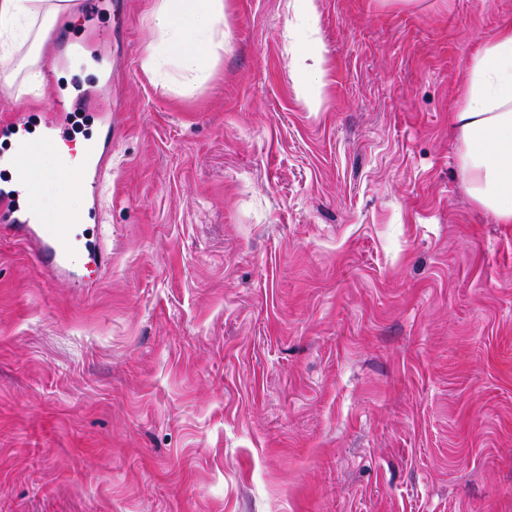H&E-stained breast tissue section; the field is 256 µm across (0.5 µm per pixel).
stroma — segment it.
<instances>
[{
  "label": "stroma",
  "instance_id": "stroma-1",
  "mask_svg": "<svg viewBox=\"0 0 512 512\" xmlns=\"http://www.w3.org/2000/svg\"><path fill=\"white\" fill-rule=\"evenodd\" d=\"M103 2L0 83L118 122L89 285L0 236V512H512V224L450 121L512 0H317L314 112L296 0H224L190 98L141 68L159 0ZM308 52L314 61V64L310 66L312 77L311 81L302 87L301 93L305 105L308 108L313 109L317 101V91L322 86L323 72L321 67L323 59L320 53L319 43L316 40L310 44Z\"/></svg>",
  "mask_w": 512,
  "mask_h": 512
}]
</instances>
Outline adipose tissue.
I'll return each mask as SVG.
<instances>
[{
    "label": "adipose tissue",
    "mask_w": 512,
    "mask_h": 512,
    "mask_svg": "<svg viewBox=\"0 0 512 512\" xmlns=\"http://www.w3.org/2000/svg\"><path fill=\"white\" fill-rule=\"evenodd\" d=\"M73 7V0H0V79L22 93L41 88L46 34ZM154 23L160 39L143 57V70L154 74L176 66L191 75L182 94L194 95L195 76L209 69L224 45V0H160ZM451 124L461 143L459 169L471 198L498 223L512 224V24L471 61ZM19 162L33 173L32 192L46 214L73 224L84 220V212L71 202L69 172L79 159L34 147ZM39 168L54 170V177L36 176Z\"/></svg>",
    "instance_id": "adipose-tissue-1"
}]
</instances>
